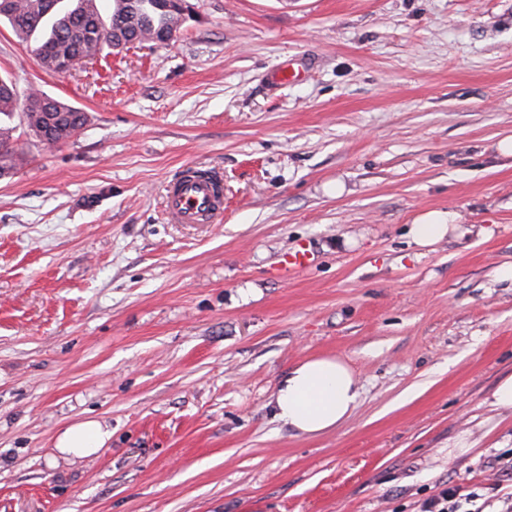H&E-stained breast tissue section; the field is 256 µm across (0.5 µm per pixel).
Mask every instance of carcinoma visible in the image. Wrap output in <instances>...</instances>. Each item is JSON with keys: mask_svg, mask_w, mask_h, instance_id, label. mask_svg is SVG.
<instances>
[{"mask_svg": "<svg viewBox=\"0 0 512 512\" xmlns=\"http://www.w3.org/2000/svg\"><path fill=\"white\" fill-rule=\"evenodd\" d=\"M100 0H0V19L7 20L15 35L26 42L35 37L31 52L42 67L57 71L66 60L90 61L106 50L130 41L153 42L180 25V11L167 0H107L102 16ZM23 107L26 134L56 145L75 137L86 124L81 109L34 90L18 97L12 80H0V115L11 116ZM16 127L0 122V177L10 174L20 158Z\"/></svg>", "mask_w": 512, "mask_h": 512, "instance_id": "1", "label": "carcinoma"}]
</instances>
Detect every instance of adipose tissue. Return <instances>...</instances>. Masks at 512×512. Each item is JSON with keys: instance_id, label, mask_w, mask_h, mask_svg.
<instances>
[{"instance_id": "1", "label": "adipose tissue", "mask_w": 512, "mask_h": 512, "mask_svg": "<svg viewBox=\"0 0 512 512\" xmlns=\"http://www.w3.org/2000/svg\"><path fill=\"white\" fill-rule=\"evenodd\" d=\"M460 216L431 212L411 225L414 244L428 246L452 234ZM360 387L353 370L336 356L311 357L296 364L280 381L271 401L276 421L295 435L316 438L336 430L358 405ZM108 426L98 420L76 422L57 438L62 459L73 461L97 453L111 438Z\"/></svg>"}]
</instances>
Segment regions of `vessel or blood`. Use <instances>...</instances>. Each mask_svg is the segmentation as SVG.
<instances>
[{
  "label": "vessel or blood",
  "mask_w": 512,
  "mask_h": 512,
  "mask_svg": "<svg viewBox=\"0 0 512 512\" xmlns=\"http://www.w3.org/2000/svg\"><path fill=\"white\" fill-rule=\"evenodd\" d=\"M164 212L172 224H210L224 216V189L209 178L182 173L171 182L164 196ZM312 257L303 243L283 254L279 271L303 270Z\"/></svg>",
  "instance_id": "obj_1"
}]
</instances>
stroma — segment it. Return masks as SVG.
I'll list each match as a JSON object with an SVG mask.
<instances>
[{
	"mask_svg": "<svg viewBox=\"0 0 512 512\" xmlns=\"http://www.w3.org/2000/svg\"><path fill=\"white\" fill-rule=\"evenodd\" d=\"M174 41L69 73L0 22V74L72 104L0 177V512H422L453 483L499 512L512 456V0H188ZM299 80L273 84L285 61ZM224 178L218 224L165 185ZM430 211L457 233L419 247ZM314 255L289 276L280 255ZM342 358L351 418L295 436L270 401ZM96 455L58 458L75 422ZM472 449H454L459 438ZM461 217L458 213L448 211L431 212L419 219L416 224H411L409 233L411 240L417 246H428L443 240L446 235L456 230ZM312 262L311 253L303 243L299 242L294 245L292 250H287L282 255L279 271L286 277L291 270H305ZM112 436L108 426L98 420L76 422L57 438L55 448L64 460L74 461L97 453Z\"/></svg>",
	"mask_w": 512,
	"mask_h": 512,
	"instance_id": "stroma-1",
	"label": "stroma"
}]
</instances>
